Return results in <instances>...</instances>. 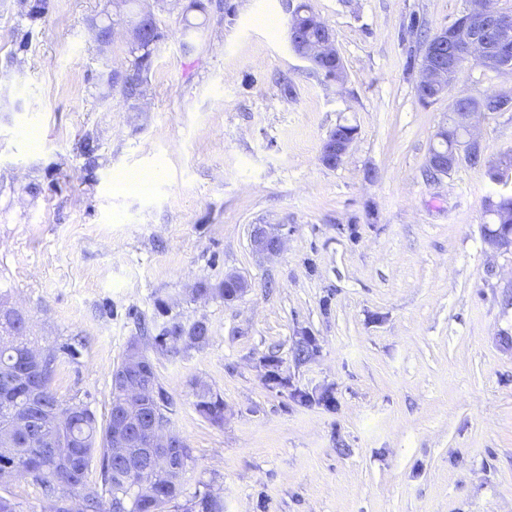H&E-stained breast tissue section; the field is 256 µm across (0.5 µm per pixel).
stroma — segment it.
<instances>
[{
  "label": "stroma",
  "instance_id": "stroma-1",
  "mask_svg": "<svg viewBox=\"0 0 512 512\" xmlns=\"http://www.w3.org/2000/svg\"><path fill=\"white\" fill-rule=\"evenodd\" d=\"M202 2L132 0L161 33L132 105L98 78L131 60L129 24L106 50L92 39L112 0H48L33 21L0 0V293L39 347L84 337L58 397L105 421L139 321H202L203 347L150 353L192 453L185 496L211 486L224 512H512V251L481 234L503 187L465 162L424 175L452 103L512 79L472 63L443 97L415 93L418 27L466 0H306L341 83L292 51L282 0ZM340 123L358 136L330 168ZM477 126L487 157L512 151V109ZM256 224L278 229L280 255L253 251ZM230 273L249 284L232 302L216 292ZM198 379L223 423L195 410ZM357 132H346L341 135H329L323 142L321 149V161L324 165H339L350 151Z\"/></svg>",
  "mask_w": 512,
  "mask_h": 512
}]
</instances>
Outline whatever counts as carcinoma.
<instances>
[{"mask_svg": "<svg viewBox=\"0 0 512 512\" xmlns=\"http://www.w3.org/2000/svg\"><path fill=\"white\" fill-rule=\"evenodd\" d=\"M289 29L296 30L299 46L319 42L324 29L317 23L316 14L305 4L289 20ZM160 35L131 50V74L124 80H115L102 72L111 88L119 90L128 102H136L147 82L152 66V56ZM316 70L340 81L344 77L342 60L326 58ZM463 134L448 127V137L437 140L430 148L440 154L454 157L461 147ZM487 221L483 225L486 238L512 236V194H501L488 199L485 206ZM29 322L25 315L0 303V390H10V407L0 405V417L8 414L19 418L26 413L47 416L56 413L54 426L57 437L67 447L50 446L41 434V424L35 422L26 428L10 432V445L0 446V477L29 476L38 483L50 501L57 504L56 512H167L169 505L178 504L184 490L182 476L191 461L190 448H142L133 443L127 455L118 454L112 448V421L121 410L125 397L121 387L112 385V400L105 421L100 426L94 412L82 402H62L52 388V378L58 364V354L50 356L43 369L34 375L33 382L12 384L18 374L24 372L33 348L28 339ZM195 335L193 346L207 343L209 328L196 324L185 327L172 320L160 332L151 337L152 344L164 347L169 342L187 341L188 334ZM132 340L113 377L128 375L143 388L146 405L144 417L171 423V402L159 382L153 360L146 349H141V371H134L129 364L134 346ZM193 405L205 420L218 424L224 419V400L204 382L192 385ZM98 470V480L87 481L91 468ZM182 512H224V500L220 494L206 489L179 504Z\"/></svg>", "mask_w": 512, "mask_h": 512, "instance_id": "carcinoma-1", "label": "carcinoma"}]
</instances>
